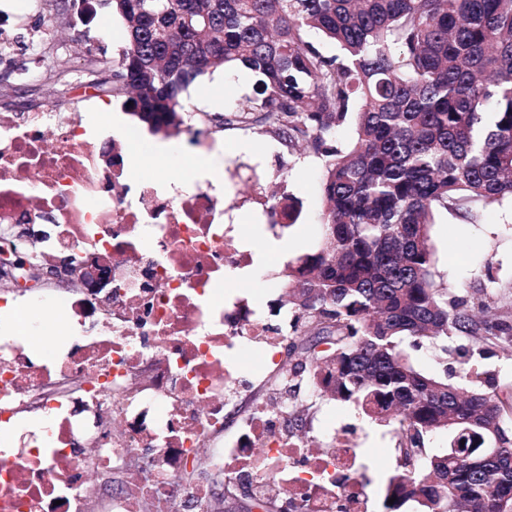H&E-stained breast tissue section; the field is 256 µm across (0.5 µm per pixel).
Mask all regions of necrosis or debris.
Listing matches in <instances>:
<instances>
[{"mask_svg":"<svg viewBox=\"0 0 512 512\" xmlns=\"http://www.w3.org/2000/svg\"><path fill=\"white\" fill-rule=\"evenodd\" d=\"M97 153L78 113L0 114V224L41 225L40 261L65 252L78 269L93 254L112 271L68 303L73 329L41 360L0 336V512H210L215 474L286 512H369L358 448L308 450L283 430L287 398L224 433L246 353L278 369L282 339L247 300L214 297L226 271L257 263L224 221L223 181L134 190L128 151L113 144L108 170ZM33 407L47 429L26 428Z\"/></svg>","mask_w":512,"mask_h":512,"instance_id":"necrosis-or-debris-1","label":"necrosis or debris"}]
</instances>
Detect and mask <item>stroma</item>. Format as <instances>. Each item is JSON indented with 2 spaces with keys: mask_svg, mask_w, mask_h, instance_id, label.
<instances>
[{
  "mask_svg": "<svg viewBox=\"0 0 512 512\" xmlns=\"http://www.w3.org/2000/svg\"><path fill=\"white\" fill-rule=\"evenodd\" d=\"M8 4L6 17H0V38L12 40L27 28H45L46 33L32 53L12 52L7 65H0V75L8 69L31 70L30 78L11 77L15 91L0 95V107L19 111L54 108L80 113L83 122L105 128L103 147H110L112 135L133 137L142 158L133 176L158 180L169 178L184 166V158L158 166L149 159L148 143L152 131L128 114L120 100L106 96L88 98V78L83 71L87 55L108 60L118 59L125 45L123 21L109 10H98L87 23L78 16H66L56 9V0H43L40 10H33L30 0H0ZM254 76L240 68H228L204 76L184 95L187 109L218 113L231 110L252 93ZM206 134L219 146L221 171L230 193L224 196L225 221L240 223L243 216L261 213L265 195L278 191L294 197L300 204V216L289 227L272 228L262 221L264 237L255 238L257 247H265L274 236L288 237L295 255L317 249L321 241L320 214L323 206L321 185L323 161L288 148L259 127L241 126L219 130L205 125ZM434 251L433 280L449 293L464 295L476 288L485 289L492 306H512V202L489 206L480 223L469 224L454 215L439 213L431 226ZM287 264L272 258L257 264L245 274L226 273L224 291L248 299L267 314L272 325H280L275 313L280 296L281 273ZM461 339L448 337L445 345L424 344L412 351L414 365L428 373L447 372L450 382L465 386L459 374L458 349ZM251 385L242 391L228 409L225 434L237 431L241 418L266 398L268 389L266 359L261 351L248 353L246 360ZM350 436L355 440L364 474L375 499L371 512H385L377 492L396 464L397 433L393 426L379 425L362 417L351 404L318 403L309 411V421L302 433L310 447H328L332 439Z\"/></svg>",
  "mask_w": 512,
  "mask_h": 512,
  "instance_id": "stroma-1",
  "label": "stroma"
}]
</instances>
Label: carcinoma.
<instances>
[{
  "label": "carcinoma",
  "mask_w": 512,
  "mask_h": 512,
  "mask_svg": "<svg viewBox=\"0 0 512 512\" xmlns=\"http://www.w3.org/2000/svg\"><path fill=\"white\" fill-rule=\"evenodd\" d=\"M126 47L112 72L132 115L180 131L181 95L237 67L255 94L214 126L256 125L324 160L323 239L288 266L283 387L352 402L399 436L386 512H512V383L461 361L466 393L400 346L453 334L512 345V310L432 279L436 215L481 220L512 201V0H109ZM315 31L340 49L327 55ZM352 125L349 141H341ZM272 208L299 217L289 196ZM446 433L444 455L426 442ZM393 503H388L389 499Z\"/></svg>",
  "instance_id": "carcinoma-1"
}]
</instances>
